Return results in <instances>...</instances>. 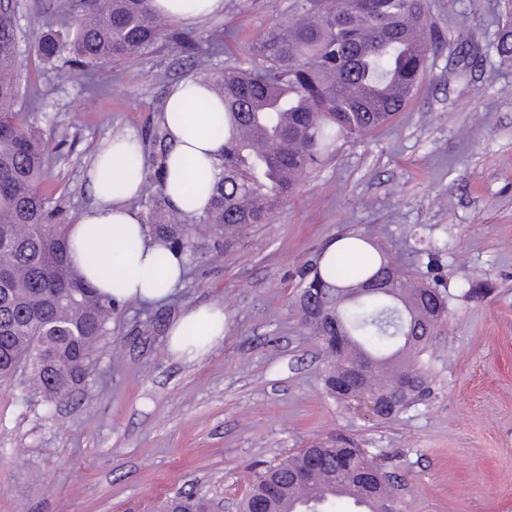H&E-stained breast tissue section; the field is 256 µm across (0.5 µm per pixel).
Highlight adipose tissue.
I'll return each mask as SVG.
<instances>
[{
  "label": "adipose tissue",
  "mask_w": 512,
  "mask_h": 512,
  "mask_svg": "<svg viewBox=\"0 0 512 512\" xmlns=\"http://www.w3.org/2000/svg\"><path fill=\"white\" fill-rule=\"evenodd\" d=\"M153 11L169 20L197 22L222 11L224 0H150ZM223 105L205 81H181L169 94L165 119L174 145L167 161V192L172 204L185 218L204 213L209 192L198 187L187 190L193 169H212L224 142L213 136L211 124ZM141 146L129 136H116L99 148L90 172L96 201L80 211L69 229L73 265L101 293L113 294L116 302L156 303L169 298L182 281L184 257L151 236L141 217L129 205L142 188L141 178L129 173L127 159L140 154ZM124 179V189L110 190L107 175ZM135 240V250H127L126 240ZM123 286L112 290L114 276ZM201 335L218 338L224 334V310L216 305L186 309L171 325L169 343L173 353H189L184 340L188 328Z\"/></svg>",
  "instance_id": "obj_1"
}]
</instances>
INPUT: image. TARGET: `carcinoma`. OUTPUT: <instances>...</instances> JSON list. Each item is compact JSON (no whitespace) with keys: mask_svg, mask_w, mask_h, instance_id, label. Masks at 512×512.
I'll return each instance as SVG.
<instances>
[{"mask_svg":"<svg viewBox=\"0 0 512 512\" xmlns=\"http://www.w3.org/2000/svg\"><path fill=\"white\" fill-rule=\"evenodd\" d=\"M83 17L66 34L46 31L29 51L44 63L59 59L90 76L162 41L195 55L194 35L169 28L149 0H85ZM418 32L422 49L409 50ZM440 43L428 0H307L293 21L269 28L248 65L206 76L224 104L212 133L224 139L214 172L199 175L211 186L204 214L181 220L166 193L164 164L173 144L166 123L158 125L156 154L144 165L149 232L194 256L200 239L229 246L254 224H268L305 176L322 167L339 143L360 139L389 123L411 99L430 54ZM512 65V27L491 44ZM18 25L11 0H0V378L25 361L48 404L66 397L87 377L95 347L111 334L114 298L100 294L69 260L68 225L49 205L42 185L52 177L58 145L41 137L30 113L17 110L21 96L41 107L44 94L18 67ZM263 143L258 151L253 140ZM360 237L350 250L362 252L356 269L336 256L313 266L297 295L301 320L318 336L331 360L324 370L327 393L345 401L356 396L336 388L346 367H367L360 395L387 390L396 372L423 370L410 355L448 317V295L439 282L408 287L398 275L395 292L377 289L348 300L339 288H362L393 264L364 253ZM370 460L358 448L319 442L259 473L243 500V512H300L292 492L318 490L315 501L356 487L377 502L368 512H388L395 493L389 480L366 488L359 473ZM208 502L176 493L161 512H207Z\"/></svg>","mask_w":512,"mask_h":512,"instance_id":"1","label":"carcinoma"}]
</instances>
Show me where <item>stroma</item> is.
Instances as JSON below:
<instances>
[{
	"label": "stroma",
	"instance_id": "obj_1",
	"mask_svg": "<svg viewBox=\"0 0 512 512\" xmlns=\"http://www.w3.org/2000/svg\"><path fill=\"white\" fill-rule=\"evenodd\" d=\"M301 3L224 0L190 30L204 46L232 31L229 52L200 63L159 43L114 62L94 93L69 64L21 54L45 93L34 120L62 143L47 190L63 217L94 202L105 139L133 135L152 155L171 88L245 63ZM14 7L30 39L81 0ZM429 12L441 44L389 126L306 175L271 223L203 242L170 300L119 305L85 382L56 406L28 371L0 379V512H156L177 492L237 503L257 472L316 442L364 449L404 512H512V66L487 51L506 14L503 0H429ZM354 235L448 287V321L417 355L429 391L387 421L324 390L327 354L295 306L302 271ZM208 304L224 309L223 338L176 357L170 325Z\"/></svg>",
	"mask_w": 512,
	"mask_h": 512
}]
</instances>
